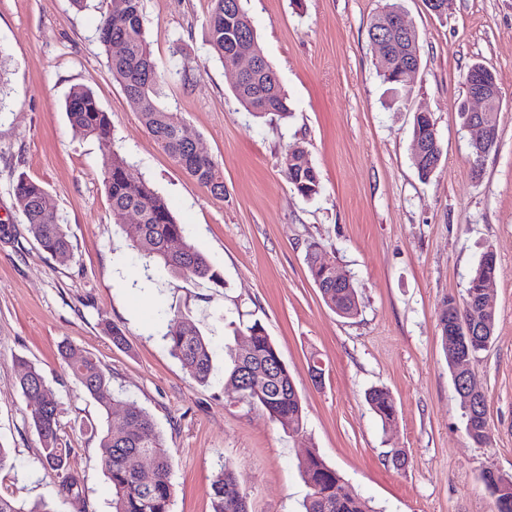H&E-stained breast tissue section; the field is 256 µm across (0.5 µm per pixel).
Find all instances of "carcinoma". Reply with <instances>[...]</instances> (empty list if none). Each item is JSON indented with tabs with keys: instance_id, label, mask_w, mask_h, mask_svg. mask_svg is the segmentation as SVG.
Wrapping results in <instances>:
<instances>
[{
	"instance_id": "1",
	"label": "carcinoma",
	"mask_w": 512,
	"mask_h": 512,
	"mask_svg": "<svg viewBox=\"0 0 512 512\" xmlns=\"http://www.w3.org/2000/svg\"><path fill=\"white\" fill-rule=\"evenodd\" d=\"M207 20V42L225 64L231 62L234 51L249 50L260 63L259 72L245 79L235 91L239 103L253 115L275 113L288 116V97L276 70L264 56L252 22L241 0H212ZM100 42L106 54L112 77L123 87L126 96L134 100L141 120L165 152L187 174L207 187L215 196L224 195V177L218 163L208 154L193 153L182 135L180 123L158 102L166 82L147 40L142 0H112V9L101 14ZM401 65L381 71L394 98L410 95L412 87L400 79ZM65 112L72 130L83 136L106 140L111 134V122L94 94L83 87L73 88L66 101ZM412 138L427 145L429 154H412L418 175L430 178L432 170L428 156L442 152L434 144L433 133L426 125L412 127ZM284 170L294 190L310 200L320 193L321 182L306 148L294 144L283 157ZM103 182L112 207L114 222L127 210L140 216L139 224H123L122 231L136 254L144 259L167 266L185 279L221 283L206 257L188 240L186 227L177 222L170 206L145 181H136L127 174L126 159L113 153L102 163ZM19 210L28 224V231L44 251L53 255L70 254L72 244L66 225L58 214L52 196L45 187L30 178L21 177L15 185ZM320 243L308 244L306 260L310 276L319 288L327 306L344 318L358 314L357 290L353 282L336 287V269L317 264ZM472 288L459 303L448 298L457 315L468 318L473 308ZM165 340L171 354L178 359L189 377L200 385L209 384L213 372V356L209 344L196 328L186 324L177 311L167 313ZM248 343L241 349L228 347L230 363L224 369L228 384L241 390V400L262 409L273 422L290 434H299L304 425V408L295 383L275 344L258 321L246 328ZM61 359L72 376L111 415L112 407L121 405L122 415L107 421L100 433V447L105 449L101 466L112 488V512H171L174 490L170 481L171 456L150 414L136 402L117 399L112 385L98 361L91 356L77 357L69 347L59 349ZM19 385L24 397L34 406L33 425L41 441L42 460L58 477V492L79 497L78 481L67 469L71 449L62 447L60 438L61 407L53 390L47 385L41 370L23 364ZM366 402L382 424H392L396 418L393 397L384 388H372ZM466 425L473 442L484 436L486 421L477 411L460 400ZM149 454L154 460L153 473H142L139 458ZM298 468L308 488L303 502L304 512H372L368 502L353 494L342 474L328 465L315 448L299 460ZM482 481L494 497L496 512H512V485L487 470ZM213 512H249L247 495L241 491L234 466L226 462L211 483ZM0 512H49L42 503L31 506L21 502L14 492L0 491Z\"/></svg>"
}]
</instances>
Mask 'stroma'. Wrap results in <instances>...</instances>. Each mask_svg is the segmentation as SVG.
Wrapping results in <instances>:
<instances>
[{
    "mask_svg": "<svg viewBox=\"0 0 512 512\" xmlns=\"http://www.w3.org/2000/svg\"><path fill=\"white\" fill-rule=\"evenodd\" d=\"M386 0H243L258 41L288 94L289 118L255 117L234 94V75L211 52L210 0H143L153 57L169 79L160 103L218 162L217 198L157 144L109 70L98 26L112 0H0V44L8 54L0 111V445L9 465L0 487L50 512H112L96 402L58 349L95 357L120 399L154 418L172 458V512H212L211 483L231 462L251 512H302L308 489L297 463L317 448L373 512H495L481 480L512 475V0H453L443 15L424 0H398L419 38L421 65L407 104H391L368 29ZM502 94L498 145L473 177L470 135L457 107L474 63ZM90 89L112 133L76 134L63 104ZM430 112L443 149L429 180L412 164V122ZM303 144L319 173L311 200L289 183L283 157ZM120 153L132 178L165 198L221 284L144 266L115 224L102 176ZM52 194L73 244L70 257L45 253L14 195L19 176ZM352 279L359 313L339 317L324 303L306 246ZM497 255L490 300L497 324L490 348L469 368L486 401L487 440L465 432L438 316L463 299L485 247ZM179 310L209 341L216 367L235 330L261 321L287 364L305 412L289 434L239 400L223 375L193 381L163 338ZM125 330L128 346L100 328ZM38 367L62 409L61 437L79 477V498L58 494L42 461L20 361ZM325 370L312 377L314 362ZM392 395L390 426L365 401ZM405 466H394L392 450Z\"/></svg>",
    "mask_w": 512,
    "mask_h": 512,
    "instance_id": "1",
    "label": "stroma"
}]
</instances>
